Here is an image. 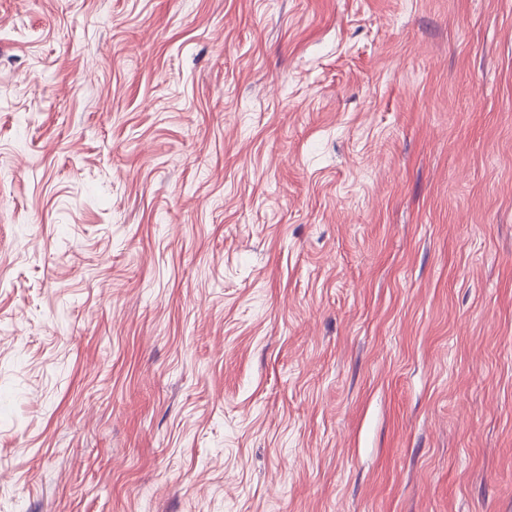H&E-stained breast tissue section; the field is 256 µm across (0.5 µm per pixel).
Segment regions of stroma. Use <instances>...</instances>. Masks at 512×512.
<instances>
[{
  "instance_id": "stroma-1",
  "label": "stroma",
  "mask_w": 512,
  "mask_h": 512,
  "mask_svg": "<svg viewBox=\"0 0 512 512\" xmlns=\"http://www.w3.org/2000/svg\"><path fill=\"white\" fill-rule=\"evenodd\" d=\"M0 512H512V0H0Z\"/></svg>"
}]
</instances>
